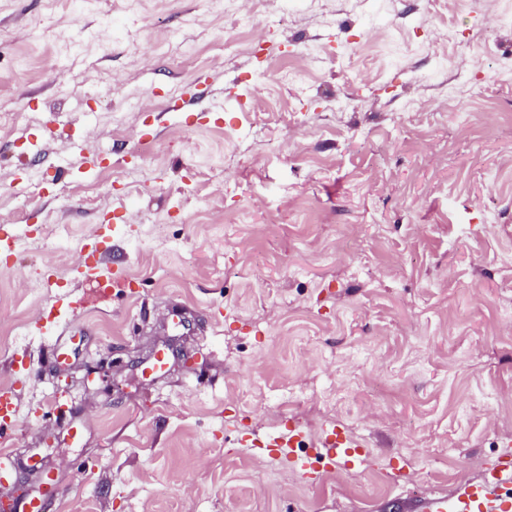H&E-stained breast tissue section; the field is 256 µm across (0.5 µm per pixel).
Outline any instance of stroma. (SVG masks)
I'll return each mask as SVG.
<instances>
[{
  "label": "stroma",
  "mask_w": 512,
  "mask_h": 512,
  "mask_svg": "<svg viewBox=\"0 0 512 512\" xmlns=\"http://www.w3.org/2000/svg\"><path fill=\"white\" fill-rule=\"evenodd\" d=\"M0 108L48 512H422L512 445V0H0ZM291 427L368 456L308 484ZM288 432V442L286 443V445L288 446H284L281 437L273 438L271 445L273 447L279 448L281 455L285 456L286 458L288 457V461L291 462L292 467L298 471V473L307 483H318L323 475V471L321 469L319 470L317 467L307 466L305 462L298 458L291 460L290 455L294 452V446H292L291 444L293 442V439L299 436V433L297 432L296 429H290Z\"/></svg>",
  "instance_id": "35a3bbf8"
}]
</instances>
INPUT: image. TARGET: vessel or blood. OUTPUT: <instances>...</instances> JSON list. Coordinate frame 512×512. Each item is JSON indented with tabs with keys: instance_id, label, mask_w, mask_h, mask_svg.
<instances>
[{
	"instance_id": "vessel-or-blood-1",
	"label": "vessel or blood",
	"mask_w": 512,
	"mask_h": 512,
	"mask_svg": "<svg viewBox=\"0 0 512 512\" xmlns=\"http://www.w3.org/2000/svg\"><path fill=\"white\" fill-rule=\"evenodd\" d=\"M273 447L281 455L291 457L292 466L310 484L318 483L322 470L307 466L294 458L292 446L284 445L281 438H273ZM323 456L330 464L348 469L366 459L368 452L357 441L341 438L337 430H329L323 440ZM512 484V453L504 452L497 464L490 466L488 477L481 483L462 486L454 499L436 496L425 502V512H512V496L505 494L504 486Z\"/></svg>"
}]
</instances>
